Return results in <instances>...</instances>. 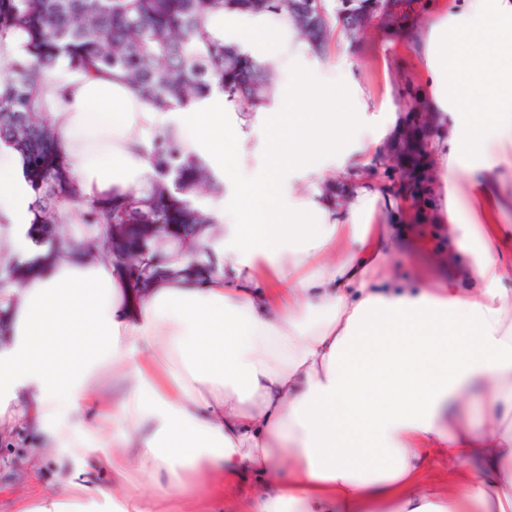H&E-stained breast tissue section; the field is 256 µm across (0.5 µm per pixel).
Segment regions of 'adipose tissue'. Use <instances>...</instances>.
Instances as JSON below:
<instances>
[{
    "label": "adipose tissue",
    "mask_w": 512,
    "mask_h": 512,
    "mask_svg": "<svg viewBox=\"0 0 512 512\" xmlns=\"http://www.w3.org/2000/svg\"><path fill=\"white\" fill-rule=\"evenodd\" d=\"M209 26L284 73L268 102L231 119L216 93L159 110L63 58L36 98L69 223L146 195L162 133L223 177L209 224L169 262H130L111 224L45 244L31 164L0 141V434L28 429L76 466L15 512H89L98 497L118 512H203L210 482L251 472V512H512V300L494 288L512 257L493 245L494 181L472 197L459 184L512 148V0H456L414 36L430 112L463 119L430 162L449 223L481 246L467 294L385 287L406 243L379 226L395 202L375 183L340 213L292 182L364 165L396 124L391 100L373 112L341 67L318 80L286 12L228 6ZM476 389L483 428L461 407ZM432 451L452 482L428 476Z\"/></svg>",
    "instance_id": "obj_1"
}]
</instances>
